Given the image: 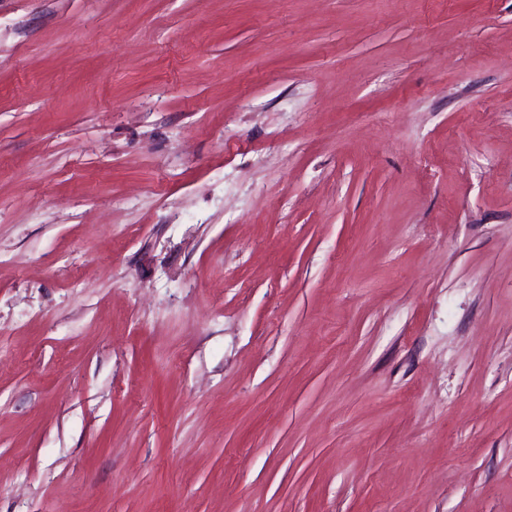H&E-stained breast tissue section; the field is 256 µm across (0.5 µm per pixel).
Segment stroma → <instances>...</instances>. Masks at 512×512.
<instances>
[{"instance_id":"1","label":"stroma","mask_w":512,"mask_h":512,"mask_svg":"<svg viewBox=\"0 0 512 512\" xmlns=\"http://www.w3.org/2000/svg\"><path fill=\"white\" fill-rule=\"evenodd\" d=\"M0 512H512V0H0Z\"/></svg>"}]
</instances>
